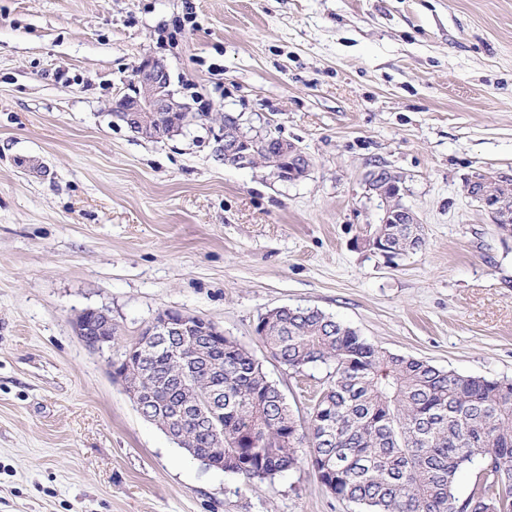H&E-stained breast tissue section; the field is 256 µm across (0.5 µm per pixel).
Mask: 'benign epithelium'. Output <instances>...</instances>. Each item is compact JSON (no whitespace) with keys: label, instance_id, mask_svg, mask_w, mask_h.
Segmentation results:
<instances>
[{"label":"benign epithelium","instance_id":"obj_1","mask_svg":"<svg viewBox=\"0 0 512 512\" xmlns=\"http://www.w3.org/2000/svg\"><path fill=\"white\" fill-rule=\"evenodd\" d=\"M113 111L124 118L128 128L136 132L159 124L163 112H190L192 107L183 101L172 89L169 69L163 60L148 56L136 67L133 78L115 95ZM274 146L280 162L272 170V174L283 182H293L308 175L310 160L294 143L274 135L270 131L256 136L237 132L236 140L224 146V155L230 158V164L246 168L254 165L257 158V143ZM512 180V175L505 172L479 173L464 180L462 189L472 194V198L490 216L495 224L512 223V210L508 209L502 197L494 191V186ZM366 188L383 203V212L379 224H369L363 232L360 243L368 251L379 254L386 259L394 258L379 244L378 225L384 224H417V214L409 207L398 203L404 192L403 177L387 167H376L366 176ZM95 322L101 336L91 335L89 322ZM77 334L94 352L105 355L112 349V315L107 309H88L80 313L74 322ZM194 333L195 339L202 348L224 339V331L210 321L199 316L189 315L180 311L166 310L146 325L134 339L137 347L143 349L158 341L160 336H176ZM111 373L119 379L135 404L138 413L146 420H152L147 414L146 402L138 389L130 387L127 378L129 361L107 358ZM188 407H174L167 423L163 426L166 435L183 444L191 436L199 433L184 423Z\"/></svg>","mask_w":512,"mask_h":512}]
</instances>
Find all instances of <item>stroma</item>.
I'll return each mask as SVG.
<instances>
[{
    "instance_id": "1",
    "label": "stroma",
    "mask_w": 512,
    "mask_h": 512,
    "mask_svg": "<svg viewBox=\"0 0 512 512\" xmlns=\"http://www.w3.org/2000/svg\"><path fill=\"white\" fill-rule=\"evenodd\" d=\"M148 55L194 109L270 127L311 159L281 182L193 126L112 115ZM404 178L422 250L355 238ZM512 173V0H0V512H357L309 460L246 485L144 420L72 321L122 341L159 312L207 319L262 361L299 425L327 382L255 332L312 307L381 348L512 379V238L461 185Z\"/></svg>"
}]
</instances>
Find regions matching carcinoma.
Wrapping results in <instances>:
<instances>
[{"instance_id": "carcinoma-1", "label": "carcinoma", "mask_w": 512, "mask_h": 512, "mask_svg": "<svg viewBox=\"0 0 512 512\" xmlns=\"http://www.w3.org/2000/svg\"><path fill=\"white\" fill-rule=\"evenodd\" d=\"M397 253H414L425 239L412 225L384 229ZM273 358L300 374L328 369L307 428L297 424L262 362L230 337L195 365V395L172 389L178 369L171 348L197 353L190 336H171L168 348L145 359L131 353V374L153 393L149 414L168 415L177 402L197 403L194 419L215 410L196 401L224 392L214 431L198 435L209 466L247 483L295 469L307 445L321 482L360 512H512V380L467 376L392 354L324 312L274 309L258 330ZM469 491L458 474L473 463Z\"/></svg>"}]
</instances>
